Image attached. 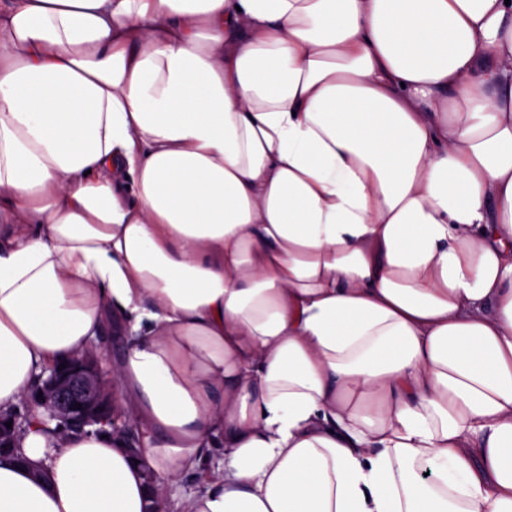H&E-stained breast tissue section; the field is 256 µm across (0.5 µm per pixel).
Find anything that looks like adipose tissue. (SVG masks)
Here are the masks:
<instances>
[{"label": "adipose tissue", "mask_w": 512, "mask_h": 512, "mask_svg": "<svg viewBox=\"0 0 512 512\" xmlns=\"http://www.w3.org/2000/svg\"><path fill=\"white\" fill-rule=\"evenodd\" d=\"M0 512H512V5L0 0ZM101 360V355L89 352L56 362L49 369V375L42 380L35 396L43 402L47 416L64 425L82 430L87 426L112 423V432L120 434L127 441L133 455H139L141 438L138 430L126 420L118 424L113 396L114 393L117 399L118 391L114 387L107 359L102 362L103 375L113 393L106 388ZM61 364H65V369H62ZM39 391H42V398H38ZM78 404H81V409H77ZM39 409L44 410L42 407L37 406L31 393L29 397L15 409L12 415L14 416L17 425L20 427L31 412ZM8 421H12V428H7L6 423ZM15 421L0 419V448L15 449V435L17 431ZM202 480V476L194 473L182 474L171 486L169 491L168 512H180L182 500L195 490Z\"/></svg>", "instance_id": "adipose-tissue-1"}]
</instances>
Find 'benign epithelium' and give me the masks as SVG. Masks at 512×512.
<instances>
[{"label": "benign epithelium", "mask_w": 512, "mask_h": 512, "mask_svg": "<svg viewBox=\"0 0 512 512\" xmlns=\"http://www.w3.org/2000/svg\"><path fill=\"white\" fill-rule=\"evenodd\" d=\"M102 356L89 352L55 363L39 390L47 416L79 430L87 426L112 425L130 452L140 453L138 430L128 421L118 423L113 393L106 388L101 370Z\"/></svg>", "instance_id": "1"}]
</instances>
